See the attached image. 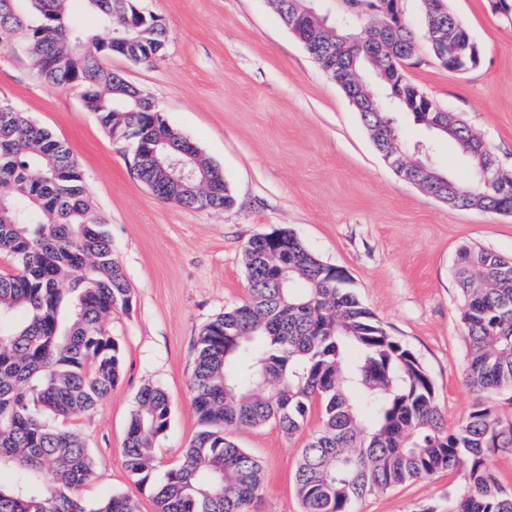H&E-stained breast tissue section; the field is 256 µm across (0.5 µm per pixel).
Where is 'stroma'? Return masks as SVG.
Returning a JSON list of instances; mask_svg holds the SVG:
<instances>
[{
    "mask_svg": "<svg viewBox=\"0 0 512 512\" xmlns=\"http://www.w3.org/2000/svg\"><path fill=\"white\" fill-rule=\"evenodd\" d=\"M481 51L477 68L439 66L423 41L420 0H402L418 36L407 77L480 133L512 171V17L488 0H448ZM168 30L163 55L147 65L104 59L159 107L166 123L224 173L232 207L192 209L159 200L134 175L126 144L113 141L84 106L79 88L39 75L26 35L0 47V100L67 143L97 218L133 290L129 310L106 325L123 350L120 381L94 412L60 423L89 449L93 475L79 495L92 505L113 493L149 490L125 466L135 396L146 384L172 402L156 442L157 475L181 458L199 428L190 380L201 328L248 297L242 251L253 236L286 227L324 263L343 270L390 336L429 372L449 423L467 416L475 395L465 381L467 346L458 318L455 260L461 246L512 257V216L451 208L394 174L344 92L292 36L270 0H136ZM403 143L429 144L456 180L468 168L455 145L405 121ZM319 425L287 436L275 424L233 431L263 472L256 512H300L293 474ZM445 471L364 497L355 512H450L458 490Z\"/></svg>",
    "mask_w": 512,
    "mask_h": 512,
    "instance_id": "stroma-1",
    "label": "stroma"
}]
</instances>
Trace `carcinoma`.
<instances>
[{"label": "carcinoma", "instance_id": "cac0c4a2", "mask_svg": "<svg viewBox=\"0 0 512 512\" xmlns=\"http://www.w3.org/2000/svg\"><path fill=\"white\" fill-rule=\"evenodd\" d=\"M30 2L27 24L14 0H0V36L26 30L48 84L80 88L85 108L111 138L151 145L154 154L137 178L163 202L232 206L223 171L198 149L184 154L188 138L155 103L102 68L106 57L147 64L161 55L160 19L132 14L124 0H84L98 24L89 31L72 23L71 0ZM272 2L284 23L302 6V0ZM357 2L376 39L347 44L343 29L307 16L301 39L335 57L338 72H372L377 97L416 123L448 124V113L426 111L389 82L416 55L411 28L375 10L379 0ZM441 5L444 31L456 40L461 34L446 2L420 3L423 27L436 22ZM360 116L377 149L401 145V128L386 125L385 113ZM443 137L461 154L475 139L459 116ZM456 185L463 209L512 208L472 174ZM279 232L277 243L259 235L246 242L248 299L199 332L190 386L200 428L158 481L155 441L169 426L171 401L150 384L136 394L126 466L139 486L151 489L158 512H253L262 467L229 432L273 422L291 436L316 404L320 423L294 471L302 512H354L362 497L438 470L460 474L454 512H512V492L485 466L488 449L512 447V419L479 400L463 421L448 425L426 369L388 336L348 277L290 229ZM0 252L16 263L14 273L0 276V512H140L128 494L86 508L77 492L91 477L92 458L54 425L96 409L121 378V347L106 319L130 308L132 288L70 148L14 108L0 109ZM455 276L467 382L484 397L512 393V258L463 246Z\"/></svg>", "mask_w": 512, "mask_h": 512}]
</instances>
